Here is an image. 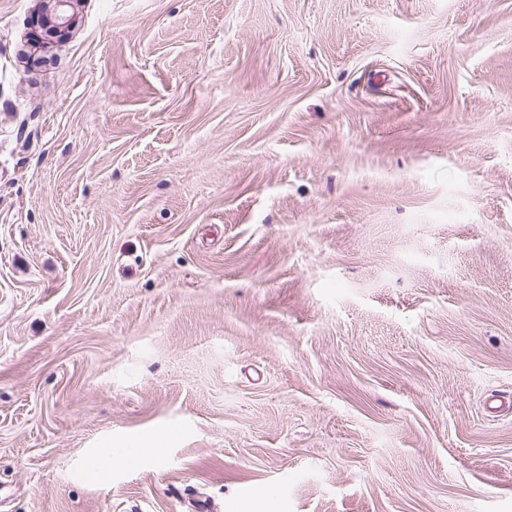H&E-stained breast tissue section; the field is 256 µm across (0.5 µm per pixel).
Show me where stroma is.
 <instances>
[{
  "label": "stroma",
  "mask_w": 512,
  "mask_h": 512,
  "mask_svg": "<svg viewBox=\"0 0 512 512\" xmlns=\"http://www.w3.org/2000/svg\"><path fill=\"white\" fill-rule=\"evenodd\" d=\"M35 7L0 512H512V0ZM32 17L33 26L64 35L74 23V0H41ZM72 11V12H71ZM143 448H102L95 460V469L99 471L110 470L114 466L133 465Z\"/></svg>",
  "instance_id": "obj_1"
}]
</instances>
